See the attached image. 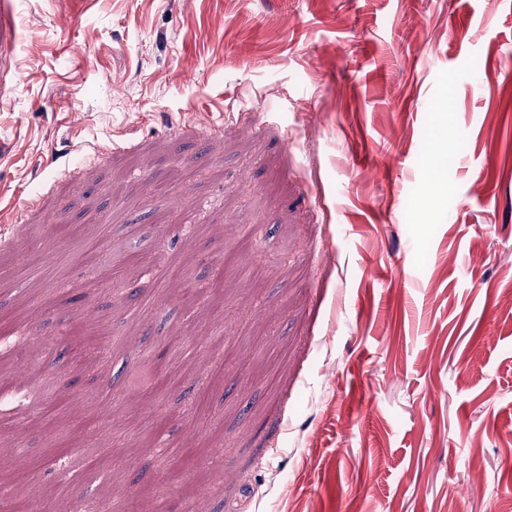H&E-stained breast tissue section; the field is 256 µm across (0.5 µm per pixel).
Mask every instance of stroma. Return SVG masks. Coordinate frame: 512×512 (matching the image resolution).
<instances>
[{
    "label": "stroma",
    "mask_w": 512,
    "mask_h": 512,
    "mask_svg": "<svg viewBox=\"0 0 512 512\" xmlns=\"http://www.w3.org/2000/svg\"><path fill=\"white\" fill-rule=\"evenodd\" d=\"M512 0H0V512L152 499L186 512H512ZM158 254L98 290L85 244ZM111 310L79 371L62 340ZM168 421L135 386L171 342ZM207 396L205 419L192 417ZM139 444L114 474L101 433ZM288 488H281V480Z\"/></svg>",
    "instance_id": "35a3bbf8"
}]
</instances>
